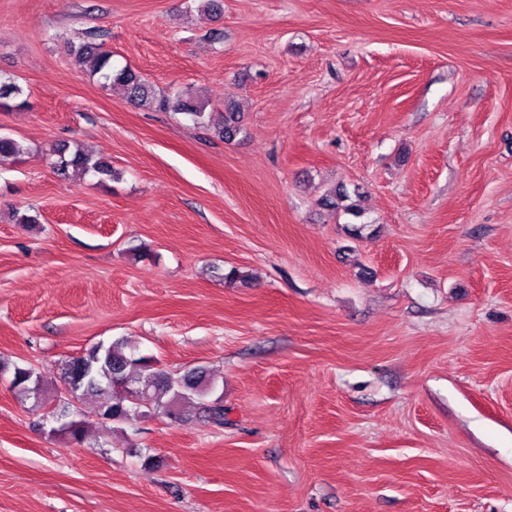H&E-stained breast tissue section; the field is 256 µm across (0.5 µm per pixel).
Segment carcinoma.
Segmentation results:
<instances>
[{
	"instance_id": "cac0c4a2",
	"label": "carcinoma",
	"mask_w": 512,
	"mask_h": 512,
	"mask_svg": "<svg viewBox=\"0 0 512 512\" xmlns=\"http://www.w3.org/2000/svg\"><path fill=\"white\" fill-rule=\"evenodd\" d=\"M76 64L86 68L89 75L102 85L123 87L126 98L140 109L152 111H175L190 116L194 121L204 124L205 105L186 90L171 97L146 81L134 70L123 67L117 69L112 64V54L100 50L98 44L88 41L72 50ZM23 89L11 80L0 81V105L16 101L22 107ZM243 132L240 115L233 107H226L224 124L220 129L221 137L227 142L234 140ZM24 152L23 146L13 138L0 136V160L15 158ZM59 161L57 172L63 176L69 173L86 175L93 173L104 179H112L110 162L96 158L81 147L69 151L64 145L57 149ZM360 196L359 189L348 191L344 186L335 193L321 199L327 208L341 209L358 219L363 209L351 202V196ZM136 346L128 339H117L108 345L96 343L83 355L72 358L64 369V382L74 387L78 396H91L96 399L95 416L103 423H133L152 413L166 414L173 405L192 403L211 422L224 424L225 409L223 401L215 398L206 400L215 389V381L203 374L188 371L184 374L169 373L157 367V363L146 357H135ZM12 370V388L23 398L38 397L41 377L31 367L18 364L7 366L0 362V372ZM117 371L129 381L132 390L138 392V400L131 401L122 395L107 380V375ZM90 422L80 410L69 414L68 420L54 432L64 436L73 445L85 443Z\"/></svg>"
}]
</instances>
